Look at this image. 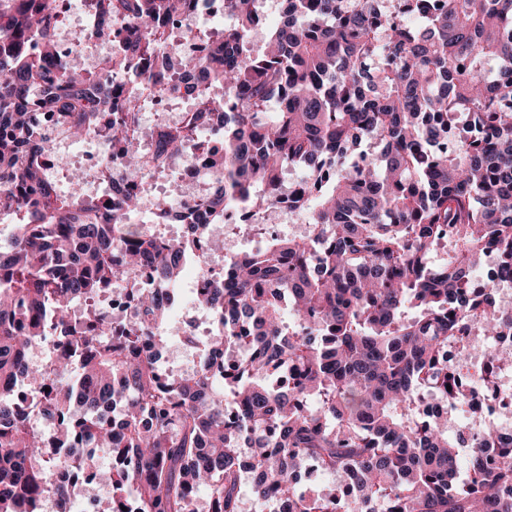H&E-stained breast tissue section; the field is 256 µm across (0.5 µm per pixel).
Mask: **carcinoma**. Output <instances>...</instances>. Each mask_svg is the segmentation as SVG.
<instances>
[{
    "label": "carcinoma",
    "instance_id": "carcinoma-1",
    "mask_svg": "<svg viewBox=\"0 0 512 512\" xmlns=\"http://www.w3.org/2000/svg\"><path fill=\"white\" fill-rule=\"evenodd\" d=\"M52 2L0 0V210L18 215L0 241V512L48 493L71 512L46 478L61 467L112 487L102 512H512V436L485 426L464 454L423 409L464 398L458 337L512 328L494 285L470 291L489 253L492 278L512 280V0H283L261 54L257 0H224L232 23L209 33L191 22L200 0H93L100 37L126 33L96 73L55 52ZM175 20L207 45L180 66L208 91L176 84L194 112L144 156L139 111L172 79L160 28ZM33 104L112 144L129 190L108 205L62 194ZM217 124L207 223L245 212L262 246L194 296L216 330L191 373L163 381L179 278L203 259L129 219ZM290 170L303 176L287 185ZM285 199L306 230L268 236ZM132 268L159 284L135 291L132 319L95 313L71 335L70 305L101 309ZM50 336L62 353L35 371ZM311 466L330 491L304 486Z\"/></svg>",
    "mask_w": 512,
    "mask_h": 512
}]
</instances>
